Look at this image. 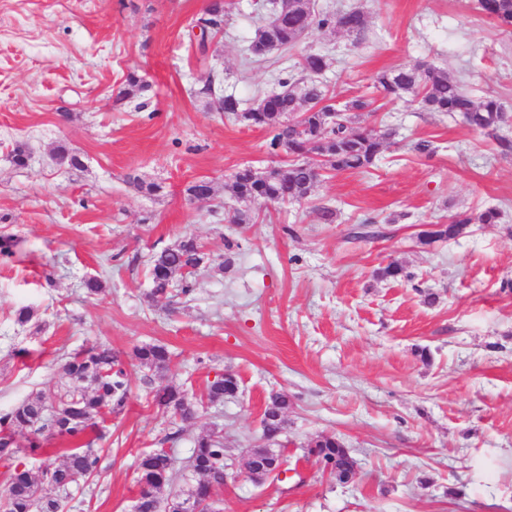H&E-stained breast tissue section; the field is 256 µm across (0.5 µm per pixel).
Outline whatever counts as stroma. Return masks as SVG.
<instances>
[{
    "label": "stroma",
    "mask_w": 512,
    "mask_h": 512,
    "mask_svg": "<svg viewBox=\"0 0 512 512\" xmlns=\"http://www.w3.org/2000/svg\"><path fill=\"white\" fill-rule=\"evenodd\" d=\"M206 4L0 0V234L25 241L0 264V410L64 384L62 357L98 341L124 358L132 394L96 443L98 475L71 487L70 512H131L136 460L171 431L152 387L198 397L224 370L238 375L239 395L184 424L171 447L183 460L199 434L222 431L233 469L219 512H512V156L407 96L363 116L390 134L369 171L326 175L308 198L252 205L235 224L233 173L288 156L269 153L268 131L196 94L214 73L250 107L282 70L320 52V80L338 101L373 97L376 72L423 61L512 116V35L474 0H315L323 11L363 9L366 40L314 29L254 63L262 0H226L224 31L203 56L188 26ZM132 71L149 89L119 99ZM61 147L82 166L59 167ZM136 177L160 192H140ZM199 179L212 182L213 201L189 202ZM491 207L499 223L417 240L425 225ZM184 236L211 265L190 295L150 300L151 254ZM391 261L406 278L376 277ZM89 276L102 279L99 295L87 296ZM23 306L35 316L22 326ZM145 343L173 354L148 385L133 356ZM275 392L292 401L283 454L297 471L257 483L246 463ZM319 435L350 449L351 483L303 459Z\"/></svg>",
    "instance_id": "obj_1"
}]
</instances>
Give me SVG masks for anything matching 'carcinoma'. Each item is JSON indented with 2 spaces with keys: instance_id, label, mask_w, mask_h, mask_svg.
Listing matches in <instances>:
<instances>
[{
  "instance_id": "carcinoma-1",
  "label": "carcinoma",
  "mask_w": 512,
  "mask_h": 512,
  "mask_svg": "<svg viewBox=\"0 0 512 512\" xmlns=\"http://www.w3.org/2000/svg\"><path fill=\"white\" fill-rule=\"evenodd\" d=\"M268 13L279 21H266L256 31L251 46L277 44L287 51L297 44L296 37L317 28L341 32L356 40L365 37L367 18L360 8L339 13L318 11L313 0H267ZM478 7L498 27L512 32V0H478ZM225 0H209L197 22L214 30L224 31ZM327 56L309 53L300 62L301 74L287 73L277 77L279 90L270 105L259 107L246 121L270 131L269 148L275 152L288 148V154L302 156L313 153L327 158L320 162L325 171L345 172L369 169L386 146L389 133L358 126L364 112H375L373 102L360 97L344 102L336 121H328L333 111L331 92L315 76L326 69ZM374 85L383 100L392 102L413 95L429 112L458 113L471 128L492 136L497 150L512 154V138L501 133L507 118L500 101L493 97L474 98L461 82L447 72L422 63L403 64L381 70L374 76ZM148 84L131 72L121 91L124 97L136 96ZM197 95L208 100L209 106L234 117L244 112L232 95H222L211 79H206ZM323 174L295 159L259 171L246 167L234 174L233 196L245 203L273 201L280 204L299 202L307 198ZM501 213L489 208L473 216L456 213L448 223L437 224L419 234L420 242L430 244L451 240L462 235L471 224H496ZM20 241L0 238V262L7 264L19 251ZM210 256L193 237H185L151 257L149 297L166 296L172 286L180 287L183 295L192 293L195 277L206 267ZM133 356L140 366L163 372L169 368L172 354L164 345L146 343L136 347ZM67 382L41 391L34 397L0 412V462L8 468L6 493L0 496V512H65L66 500L42 495L43 484L57 491H67L80 478L92 476L98 469L100 456L87 436L99 429L113 415L123 413L131 396V386L121 355L105 343L94 342L65 356L62 364ZM240 391L239 377L232 371L217 374L207 383L198 399L188 396L176 385L152 391L154 405L162 413L182 424L197 418L203 403H221ZM291 405L288 395L271 396L261 419L263 437L282 445L286 414ZM27 439L32 455L42 450L43 442L61 439L70 444L45 452L38 469L29 468L19 460L22 452L17 437ZM278 452L271 448H255L250 452L251 476L260 482L271 476V467ZM304 457L316 464L340 483L352 480L356 462L350 450L334 436H318L304 448ZM224 436L212 429L195 439L192 454L182 465L164 448L142 454L137 463L139 512H154L159 506L164 488L173 484L185 471L197 476L195 484L166 498L165 512H195L196 505L213 500L214 492L224 486Z\"/></svg>"
}]
</instances>
